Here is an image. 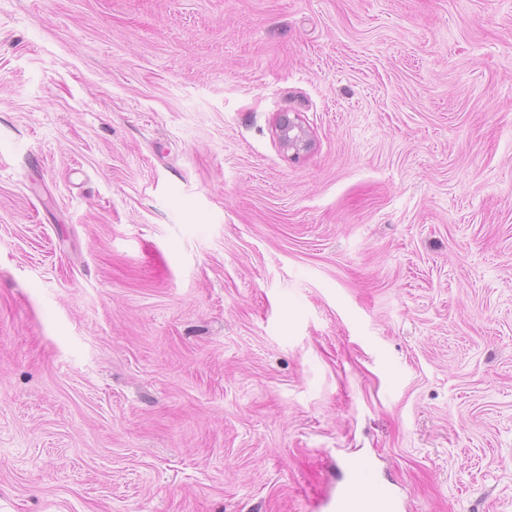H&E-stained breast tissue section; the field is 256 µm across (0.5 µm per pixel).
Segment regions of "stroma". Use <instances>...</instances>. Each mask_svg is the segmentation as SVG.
<instances>
[{
  "label": "stroma",
  "mask_w": 512,
  "mask_h": 512,
  "mask_svg": "<svg viewBox=\"0 0 512 512\" xmlns=\"http://www.w3.org/2000/svg\"><path fill=\"white\" fill-rule=\"evenodd\" d=\"M361 459L512 512V0H0V512ZM280 113L275 124V131L280 144L292 155L308 153L314 146L310 131L300 122L295 113Z\"/></svg>",
  "instance_id": "stroma-1"
}]
</instances>
